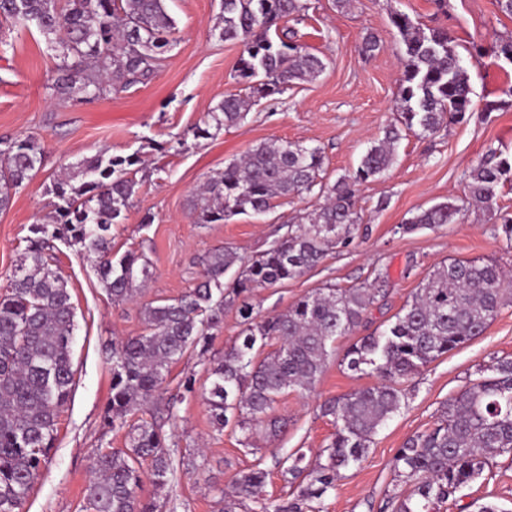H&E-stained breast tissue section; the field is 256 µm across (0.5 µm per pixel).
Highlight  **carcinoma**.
I'll list each match as a JSON object with an SVG mask.
<instances>
[{
  "label": "carcinoma",
  "mask_w": 512,
  "mask_h": 512,
  "mask_svg": "<svg viewBox=\"0 0 512 512\" xmlns=\"http://www.w3.org/2000/svg\"><path fill=\"white\" fill-rule=\"evenodd\" d=\"M304 9V0H222V36L244 46L240 80L263 78L261 92L270 96L325 70L321 57L280 26ZM0 21L35 27L47 46L59 52L53 96L87 101L148 80L161 66L176 30L166 0H0ZM391 22L405 45L401 107L396 124L368 148L353 176L329 187L320 176V148L263 142L225 165L193 201V223L222 224L239 214H264L290 194L316 191L324 197L304 222L245 263L228 247L210 251L201 282L178 298L146 304L144 331L112 343V396L103 428L126 430V447L98 451L85 512H157L139 491L146 473L157 490L170 483V443L157 419L132 421L128 415L162 389L172 364L192 350L209 351L210 330L225 306L237 305L241 330L224 356L211 361L206 396L211 423L222 432L233 418L244 433L264 426L273 435L286 427L272 415L278 398L290 390L311 389L323 372L328 344L352 333L374 303L378 288L332 286L303 296L281 314L263 317L253 296L259 288L302 275L330 248L350 241L360 220L358 186L393 165L398 126L434 135L474 111L469 76L448 31L426 30L405 13H394ZM250 106L237 95L224 97L207 113L204 126L197 127V136L209 138L237 124ZM42 160L36 137L0 139L1 212L12 191L37 175ZM137 163L132 155L96 153L76 164L79 184L68 178L53 182L54 219L32 225L33 237L0 292V512H23L72 397L74 308L67 281L55 269L52 242L63 240L91 255L114 301L133 298L139 292L137 274H149L144 255L128 252L117 260L112 255V226L125 219L135 194ZM465 180L470 199L490 208L499 190L512 182V160L490 148ZM460 212L458 205L440 203L401 229L439 228ZM498 219L495 236L512 244V215L501 213ZM237 264V277L224 284V275ZM511 304L512 279L496 264L453 259L439 266L392 326L347 349L343 361L348 369L369 370L381 382L324 403L322 413L333 417L336 432L315 460L298 448L276 461L287 481L297 484L292 497L277 503L262 498L268 471L255 466L238 473L232 490L215 488L222 512H322L342 471L363 460L378 428L400 409L401 383L481 335ZM476 375L443 404L432 428L397 450L393 470L410 490L390 499L392 512H437L439 504L480 478L497 457L512 455V359H500ZM193 387L188 378L166 398L168 420L176 419V404Z\"/></svg>",
  "instance_id": "obj_1"
}]
</instances>
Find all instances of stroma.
Here are the masks:
<instances>
[{
    "mask_svg": "<svg viewBox=\"0 0 512 512\" xmlns=\"http://www.w3.org/2000/svg\"><path fill=\"white\" fill-rule=\"evenodd\" d=\"M306 4L294 28L302 43L325 58V70L313 81L261 99L238 125L208 139L194 135L207 113L225 96L251 93L236 77L242 45L220 36L221 0H167L177 29L159 70L146 84L94 101L53 97L56 59L38 31L0 25V137L35 136L46 153L42 170L0 212V288L25 252L32 225L46 222L54 210L49 192L54 178L100 151L133 154L140 160L126 218L112 228V250L118 256L141 252L150 260L141 295L118 302L108 295L93 260L80 246L55 242L56 266L68 282L75 308V386L23 512H83L98 450L124 447V431H103L102 414L111 397L112 344L142 333V307L194 287L202 260L213 248L230 246L250 260L323 202L314 193L291 195L278 199L266 215L241 214L204 226L192 221L194 194L229 161L271 140L320 147L322 177L331 185L352 175L371 141L383 137L399 104L403 72L404 46L390 21L393 12L451 33L470 77L474 112L467 121L430 136L404 132L390 170L359 188L361 220L350 242L330 249L302 276L256 291L261 313L275 315L329 286L372 283L380 289L362 324L336 340L314 389L279 398L275 414L287 425L278 436L254 433L257 450L251 453L235 425L218 432L211 423L204 401L208 369L239 331L235 308H225L207 356L191 354L171 366L169 384L190 377L195 390L178 404L176 421L164 426L177 443L175 477L158 492L144 483V496L155 497L159 512H221L213 486L231 488L240 471L258 465L268 472L265 498L287 499L293 488L276 466V456L328 445L336 427L321 405L378 381L374 374L342 365L352 342L387 328L415 289L450 260H489L512 272V246L494 236L493 221L482 208L469 207L456 223L435 230H397L437 203L465 201L464 175L487 149L512 157V107L490 114L482 110L484 102L502 98L512 87V66L491 53L496 43L512 37V17L498 12L495 0H448L444 12L433 0H348L341 8L334 0ZM369 36L379 48L366 56L360 48ZM474 44L485 48L484 56L470 54ZM496 358H512V305L501 309L482 336L404 382L401 410L379 428L365 458L344 471L324 500V512H382L397 490L392 467L397 449L432 427L443 403L464 390L479 366ZM476 502H494L512 512L511 456L498 457L484 478L439 509L473 512Z\"/></svg>",
    "mask_w": 512,
    "mask_h": 512,
    "instance_id": "1",
    "label": "stroma"
}]
</instances>
